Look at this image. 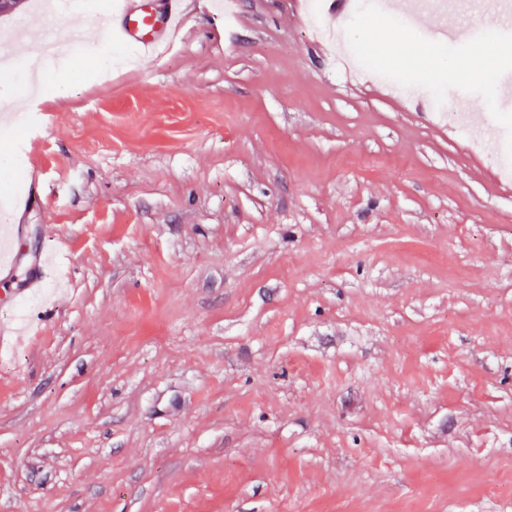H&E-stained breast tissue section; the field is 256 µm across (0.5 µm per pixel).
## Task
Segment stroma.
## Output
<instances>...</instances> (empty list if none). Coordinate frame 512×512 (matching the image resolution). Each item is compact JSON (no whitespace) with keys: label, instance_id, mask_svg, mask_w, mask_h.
Listing matches in <instances>:
<instances>
[{"label":"stroma","instance_id":"stroma-1","mask_svg":"<svg viewBox=\"0 0 512 512\" xmlns=\"http://www.w3.org/2000/svg\"><path fill=\"white\" fill-rule=\"evenodd\" d=\"M223 2L0 126V512H512V181L447 110L512 144L492 0L464 47L363 9L354 75L309 0Z\"/></svg>","mask_w":512,"mask_h":512}]
</instances>
